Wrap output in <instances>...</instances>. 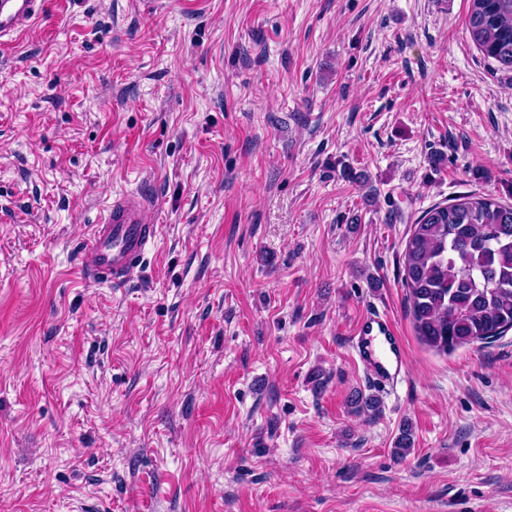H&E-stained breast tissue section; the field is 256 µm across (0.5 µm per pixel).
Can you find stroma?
I'll use <instances>...</instances> for the list:
<instances>
[{
	"label": "stroma",
	"mask_w": 512,
	"mask_h": 512,
	"mask_svg": "<svg viewBox=\"0 0 512 512\" xmlns=\"http://www.w3.org/2000/svg\"><path fill=\"white\" fill-rule=\"evenodd\" d=\"M468 7L49 0L0 51V512H512V331L437 352L402 286L421 211L512 204V71ZM144 188L160 235L86 280ZM370 310L393 393L349 347ZM152 193L140 190L115 195L93 225L81 266L89 279L124 280L157 237ZM351 346L379 392L392 391L404 379L402 348L386 315L367 312L352 336Z\"/></svg>",
	"instance_id": "stroma-1"
}]
</instances>
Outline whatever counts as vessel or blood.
I'll return each instance as SVG.
<instances>
[{
  "label": "vessel or blood",
  "instance_id": "obj_1",
  "mask_svg": "<svg viewBox=\"0 0 512 512\" xmlns=\"http://www.w3.org/2000/svg\"><path fill=\"white\" fill-rule=\"evenodd\" d=\"M47 7L48 0H0V45L42 21ZM158 230L150 192L115 195L89 233L81 266L88 278L97 282L124 280ZM351 346L378 391H392L404 379L402 348L386 315L367 312Z\"/></svg>",
  "mask_w": 512,
  "mask_h": 512
}]
</instances>
